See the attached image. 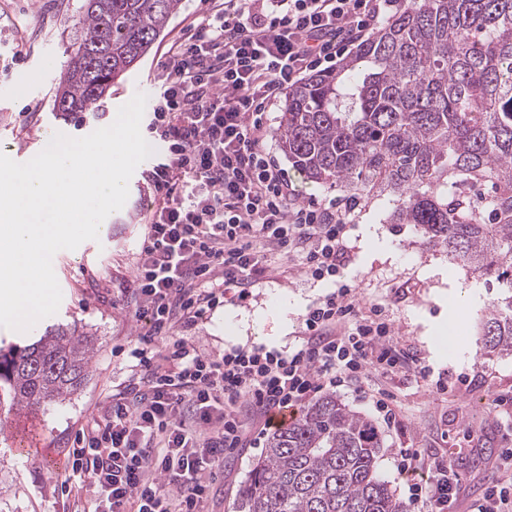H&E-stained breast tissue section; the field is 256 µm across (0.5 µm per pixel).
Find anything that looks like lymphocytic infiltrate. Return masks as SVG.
<instances>
[{
  "instance_id": "f902f5d3",
  "label": "lymphocytic infiltrate",
  "mask_w": 512,
  "mask_h": 512,
  "mask_svg": "<svg viewBox=\"0 0 512 512\" xmlns=\"http://www.w3.org/2000/svg\"><path fill=\"white\" fill-rule=\"evenodd\" d=\"M411 0H211L157 62L149 129L166 147L146 170L133 317L148 325L140 367L68 452L70 480L93 512H204L215 470L256 447L244 413H299L311 394L404 368L390 326L341 285L305 315L291 351L232 348L204 356L175 329L196 325L228 288H247L273 263L333 278L347 255L348 211L304 203L266 147L268 114L307 72L332 66L367 31ZM403 448L406 512H447L460 476L453 459Z\"/></svg>"
}]
</instances>
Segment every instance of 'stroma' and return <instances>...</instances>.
Instances as JSON below:
<instances>
[{"mask_svg": "<svg viewBox=\"0 0 512 512\" xmlns=\"http://www.w3.org/2000/svg\"><path fill=\"white\" fill-rule=\"evenodd\" d=\"M83 0H0V152L12 160L42 151L49 133L77 136L84 125L109 126L120 106L142 87L158 89L156 60L188 17L205 11L206 0H182L164 34L127 74L114 81L96 111L77 116L57 111L54 87L77 37L75 21ZM24 54H17V47ZM267 147L288 172V183L302 200L344 198V191L307 180L281 150L277 136ZM149 190L142 173L129 182L124 207L104 222L98 239L55 254L53 267L62 291L57 312L28 332L0 327V347L32 343L63 327L92 336L94 351L82 386L64 401L41 410L0 406V512H89V494L73 486L60 493L65 463L76 433L88 430L120 384L136 370L130 352L145 334L136 322L130 292L144 226L139 210ZM392 203L361 200L348 236L342 280L353 286L363 306L379 305L394 330V343L443 377L446 389L424 383L407 369L380 378L393 397L399 427H380L383 448L378 469L397 500L407 487L396 468L401 448H425L441 456L458 453L461 474L450 512H469L490 481L512 474L508 441L493 418L492 398H512V356H481L473 342L485 307L497 296L482 279L446 252L425 246L412 226L393 224ZM332 280L306 278L282 262L240 297L229 289L223 306L186 330L199 353L216 356L233 347L282 349L300 345L303 316L327 293ZM37 442L31 459L18 461L9 448L16 438ZM258 448L236 451L218 474V495L207 512H240V491L261 456Z\"/></svg>", "mask_w": 512, "mask_h": 512, "instance_id": "1", "label": "stroma"}]
</instances>
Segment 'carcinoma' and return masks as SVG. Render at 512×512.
<instances>
[{
    "instance_id": "1",
    "label": "carcinoma",
    "mask_w": 512,
    "mask_h": 512,
    "mask_svg": "<svg viewBox=\"0 0 512 512\" xmlns=\"http://www.w3.org/2000/svg\"><path fill=\"white\" fill-rule=\"evenodd\" d=\"M181 0H85L59 77L60 112H92L152 48ZM282 151L310 180L394 202L411 224L503 292L475 344L512 355V0H416L332 72L286 94ZM92 337L64 329L0 352L13 405L38 409L83 383ZM375 423L332 395L272 432L242 512H401L377 462Z\"/></svg>"
}]
</instances>
